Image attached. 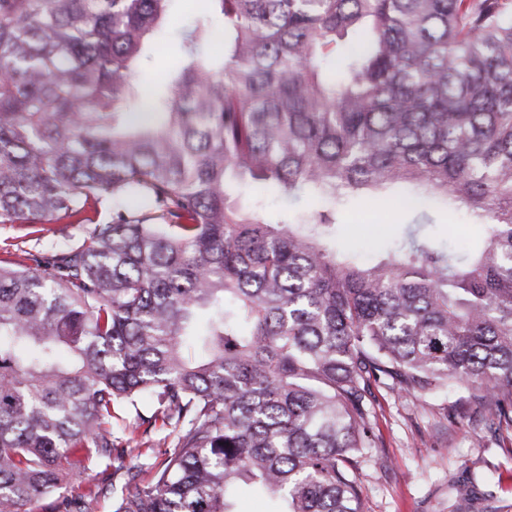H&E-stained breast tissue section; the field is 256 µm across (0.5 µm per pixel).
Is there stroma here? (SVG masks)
I'll use <instances>...</instances> for the list:
<instances>
[{"mask_svg":"<svg viewBox=\"0 0 512 512\" xmlns=\"http://www.w3.org/2000/svg\"><path fill=\"white\" fill-rule=\"evenodd\" d=\"M200 10L175 0L171 22L155 38L163 45L158 65L181 64L179 30ZM413 215L398 204L365 193L349 199L337 238L360 261L390 251ZM436 237L467 246L480 229L458 211L435 210ZM85 230L52 225L39 240L30 224H0V252L43 250L47 240L80 243ZM374 446L359 483L363 512H512V426L498 423L467 390L413 397L381 385L374 390Z\"/></svg>","mask_w":512,"mask_h":512,"instance_id":"1","label":"stroma"}]
</instances>
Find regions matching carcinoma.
<instances>
[{
	"instance_id": "obj_1",
	"label": "carcinoma",
	"mask_w": 512,
	"mask_h": 512,
	"mask_svg": "<svg viewBox=\"0 0 512 512\" xmlns=\"http://www.w3.org/2000/svg\"><path fill=\"white\" fill-rule=\"evenodd\" d=\"M173 2L0 0V224L85 227L0 257V512H361L373 386L512 425V0H204L146 90ZM381 192L415 218L362 265L338 216ZM432 224H443L435 228L439 241L451 240L456 247L467 246L470 240L481 234V230L461 212L438 209L432 212ZM449 224V226H448ZM277 501L263 490L251 488L240 493L236 500L238 512H276Z\"/></svg>"
}]
</instances>
